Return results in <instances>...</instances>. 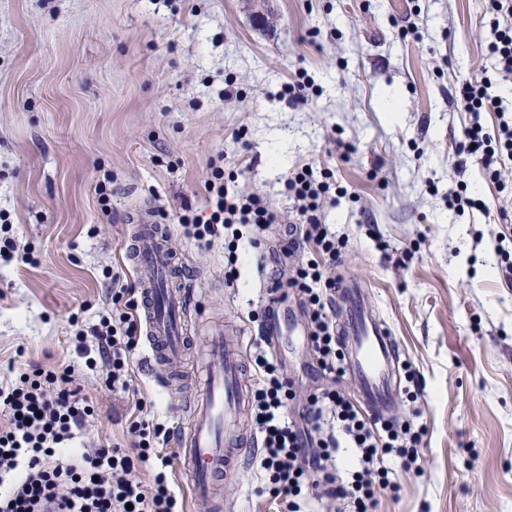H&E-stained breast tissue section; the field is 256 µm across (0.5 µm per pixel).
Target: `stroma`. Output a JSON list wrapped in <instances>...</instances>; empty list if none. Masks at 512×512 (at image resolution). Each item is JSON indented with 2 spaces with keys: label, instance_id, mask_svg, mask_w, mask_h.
<instances>
[{
  "label": "stroma",
  "instance_id": "35a3bbf8",
  "mask_svg": "<svg viewBox=\"0 0 512 512\" xmlns=\"http://www.w3.org/2000/svg\"><path fill=\"white\" fill-rule=\"evenodd\" d=\"M490 38L485 0H0V213L35 258L0 260V377L77 360V330L111 312L104 269L135 276L122 243L148 210L200 276L194 346L220 318L254 338L259 264L296 218L284 183L295 167L327 168L342 190L324 211L345 242L335 274L366 284L399 342L409 375L394 422L422 432V472L387 459L398 488L373 512H512V282L495 240L512 193L461 153L469 115L454 100L489 67ZM303 71L315 89L296 105L279 92ZM229 81L242 98L225 99ZM215 163L281 218L257 245L240 241L234 288L224 242L173 228L203 209ZM460 183L485 210H449ZM311 361L305 346L279 359L289 414L322 385L303 372ZM176 370L188 385L166 388L133 356L146 420L173 432L198 393L192 356ZM100 377L76 372L95 407L81 440L128 448L132 397ZM243 460L225 497L235 512H276L257 453Z\"/></svg>",
  "mask_w": 512,
  "mask_h": 512
}]
</instances>
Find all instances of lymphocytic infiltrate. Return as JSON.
<instances>
[{"label":"lymphocytic infiltrate","instance_id":"obj_1","mask_svg":"<svg viewBox=\"0 0 512 512\" xmlns=\"http://www.w3.org/2000/svg\"><path fill=\"white\" fill-rule=\"evenodd\" d=\"M492 38L487 44L490 66L479 77L463 82L456 99L471 115L460 150L473 156L493 179L502 176V161L512 158V112L497 95V87L512 80V0H489ZM498 115L490 131L482 115ZM286 186L294 198L298 220L293 225V249L310 248L313 256L290 281L309 316L308 344L320 376L329 386L309 395L297 419L284 413L293 398V383L274 363L266 336L251 343L256 376L252 415L261 438L259 467L269 492L283 501L286 512H310L311 489L337 502L341 512H369L375 488L387 485L381 462L385 455L402 458L405 468L419 460L420 432L368 417L339 390L343 358L336 350V314L328 299L336 287L327 275L341 257L343 240L324 224L323 208L331 191V174L303 165L289 175ZM205 215L183 213L177 220L184 236L211 245L218 239L254 240L279 217L256 193H229L224 170L213 167L205 185ZM111 279L112 312L91 334L95 351H88L87 334L77 332L76 348L87 369H105L109 388L130 389L131 356L140 341L135 315V290L120 274ZM75 367L46 369L39 365L0 384V512H177L178 499L168 479V460L158 459L148 423L132 421L138 439L123 451L98 444L76 448L72 442L93 409L73 388ZM345 436L355 458L348 477H340L336 462L338 436ZM159 460L151 484L138 473Z\"/></svg>","mask_w":512,"mask_h":512}]
</instances>
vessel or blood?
Here are the masks:
<instances>
[{"label":"vessel or blood","instance_id":"vessel-or-blood-1","mask_svg":"<svg viewBox=\"0 0 512 512\" xmlns=\"http://www.w3.org/2000/svg\"><path fill=\"white\" fill-rule=\"evenodd\" d=\"M167 236L161 225L144 223L124 243L144 299V364L152 373L180 359L189 342L186 322L197 303L195 274L176 267L165 245ZM261 293L266 301L264 333L273 347H283L299 323L298 312L280 301L272 286ZM336 296L339 335L359 400L374 417H390L399 395L402 350L385 320L369 305L363 284L342 282ZM197 358L205 379L191 407V426L179 432L177 443L192 496L211 512H224L222 476L240 465L242 446L252 440L239 427L249 393L241 333L231 334L223 324H213Z\"/></svg>","mask_w":512,"mask_h":512}]
</instances>
